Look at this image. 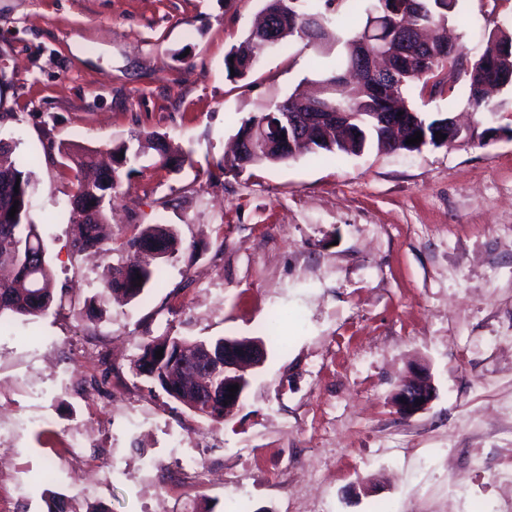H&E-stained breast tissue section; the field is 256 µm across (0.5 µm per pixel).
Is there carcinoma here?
I'll return each mask as SVG.
<instances>
[{
	"label": "carcinoma",
	"instance_id": "carcinoma-1",
	"mask_svg": "<svg viewBox=\"0 0 512 512\" xmlns=\"http://www.w3.org/2000/svg\"><path fill=\"white\" fill-rule=\"evenodd\" d=\"M333 0H264L259 22L249 31L245 39L231 47L224 59L226 73H235L243 79L253 70L257 59L266 50L284 45L291 39H298L303 47L314 51L313 65L323 71L324 78L321 101L335 112L350 115L375 111L376 103L383 102L386 112H405L407 95L416 88L434 92L440 82L437 77L443 71L452 80L463 74L467 78L466 91L469 104L491 115L495 110L484 100L480 86L487 78L484 58L491 55L496 41L512 38V30L500 29L488 40L482 56L469 67H464L463 53L459 46H448L446 26L448 19L456 13L458 0H429L422 15H414L409 25L422 28L432 36L429 63L420 71L399 70L393 76L384 75L374 82L368 78L356 80V86L347 90L352 74L361 68V60L355 44L364 37L370 20L362 25L346 28L341 8L350 5L349 13L359 11V0H339L332 7ZM278 32L275 42L266 43L268 27ZM288 105L290 111H302L305 104L291 96L277 101L262 112L245 119L237 136L250 134V146L246 149V165L281 164L296 158L299 153L330 154L338 158L344 155H359L367 147L384 149L386 143L395 140L398 133L380 121L369 123L367 137L348 140L344 133L335 131L331 141L322 136H311L298 141L287 124H282V139L279 145L269 147L266 137L271 134L270 126H262L270 113L280 111ZM145 141L158 154L162 163H169L166 145L156 132H141L137 141ZM46 158L54 154L68 159L76 169L77 186L71 196L70 224L72 248L76 253L96 248L108 252L110 248L100 234L101 225L107 220V206L112 202V190L118 187L121 169L135 162L140 150H132L125 142L111 148L113 166L101 168L86 148L60 143H49L43 147ZM13 148L0 142V268H9L13 277L0 280V316L7 314L16 318H36L50 308L61 310L64 296L54 288V276L47 259L46 247L39 225L31 218V198L35 184L27 170L28 164L11 158ZM19 192H14V188ZM17 207L15 216H9L12 207ZM133 233L124 238L122 248L127 259L108 268L99 292L100 305L108 302L113 293H121L130 299L138 298L145 289L159 279L160 268H150L137 262L132 255L149 251L157 258L167 261L179 251L176 230L168 224H134ZM163 349L170 353L156 358L155 351ZM181 355L196 357L208 352L219 356L224 354V338L215 340L189 341L178 336H158L147 340L143 352L135 363L138 374L149 378L168 396L194 409L198 386L187 377L186 370L174 359L175 351Z\"/></svg>",
	"mask_w": 512,
	"mask_h": 512
}]
</instances>
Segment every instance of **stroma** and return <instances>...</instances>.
Wrapping results in <instances>:
<instances>
[{
    "instance_id": "obj_1",
    "label": "stroma",
    "mask_w": 512,
    "mask_h": 512,
    "mask_svg": "<svg viewBox=\"0 0 512 512\" xmlns=\"http://www.w3.org/2000/svg\"><path fill=\"white\" fill-rule=\"evenodd\" d=\"M261 0H0V141L33 159L61 312L0 317V512H512V87L494 119L462 83L413 96L464 126L414 154H307L212 179L243 119L313 91L311 50L270 49L246 78L224 58ZM512 0H459L468 60ZM165 135L112 193L113 232L169 224L163 284L87 307L122 254L71 246L73 170L47 142L107 150ZM262 340L263 363L214 425L135 375L150 336ZM435 386L397 414L410 366ZM81 441L105 467L73 466ZM211 474L195 490L175 458Z\"/></svg>"
}]
</instances>
